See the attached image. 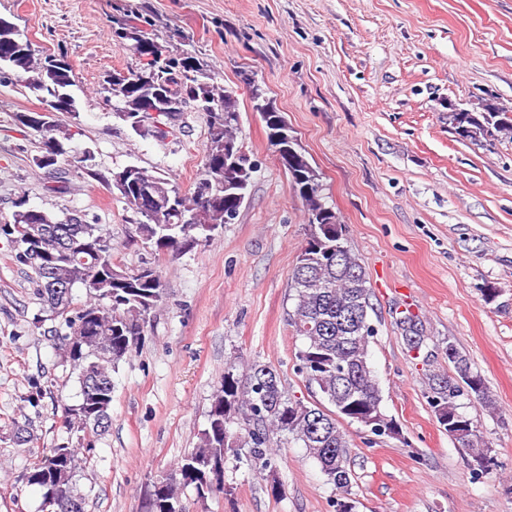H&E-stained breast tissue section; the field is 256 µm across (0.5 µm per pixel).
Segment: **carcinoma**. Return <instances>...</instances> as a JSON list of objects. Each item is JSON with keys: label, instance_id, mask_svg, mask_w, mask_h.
I'll list each match as a JSON object with an SVG mask.
<instances>
[{"label": "carcinoma", "instance_id": "cac0c4a2", "mask_svg": "<svg viewBox=\"0 0 512 512\" xmlns=\"http://www.w3.org/2000/svg\"><path fill=\"white\" fill-rule=\"evenodd\" d=\"M114 24L117 36L133 41L134 49L137 35L146 32L151 21L140 14H127L115 19ZM28 43L16 30L0 29V82L18 73L26 76L30 87L42 91L49 107L61 96L70 97L67 88L75 79L66 56L32 57L24 52ZM161 53L158 80L179 96L192 98L202 78L208 77L203 64L187 53L168 54L164 49ZM211 92L224 100V106L216 112L203 109L208 139L199 182L216 176L219 169L224 171V180H229V171L224 169V121L239 112L238 99L224 96L219 87ZM506 114V109L491 103L486 112H450L448 122L466 139L512 140V119ZM42 138L56 141L60 162L68 161L78 150L74 146L75 132L68 127L56 125L42 132ZM288 173L307 214L306 244L291 273L295 304L288 317L293 332L303 340L296 352L297 371L319 388L323 402L310 406L292 399L270 364L241 357L225 363L224 377L212 395L207 426L197 447L178 463L174 481L160 478L154 482L149 512H183L179 491L190 485L200 496L224 492V459L231 448L244 452L250 462L266 469L281 448L292 441L306 448L337 492L336 512H355L345 510L342 503L350 496L352 475L350 439L343 422L373 417L382 402V391L368 359L369 343L376 334L370 316L371 289L352 249L336 250L337 243L347 244V239L337 238L343 233V225H334L336 212L328 205L320 173L305 153H300ZM155 180L160 184L157 199L142 201L134 189L123 197L135 213L141 215L145 208L155 213L154 219L139 222V231L156 251L189 249L224 225V209L201 206L168 180L159 176ZM169 196L180 198L183 215L165 204ZM15 207L13 220L0 224V234L5 238L13 236L11 229L25 225L45 237V247L53 253L59 248L55 234L71 247L92 239L106 247L107 264L112 263V234L105 225L74 218L72 223L60 226L43 212L37 222L23 196ZM186 215L193 217V223H186ZM15 259L32 269L44 306L51 316L64 322L68 332L61 335L62 341L76 345L70 360L78 370L80 401L63 407V423L72 430L76 416L84 415L88 420L81 430L96 435L104 431L96 424L98 418L106 423L111 420L112 372L141 342L144 328L162 300L161 277L152 269L154 284L135 272L109 281L106 264L65 258L49 270L26 258L24 249L17 250ZM59 284L84 289L85 303L73 310L72 297L55 301V286ZM87 310L101 317L94 323V335L81 336L78 329ZM397 327L409 350L426 345L428 336L419 316L406 311L397 320ZM445 356L448 371L428 377V403L449 436L468 447L474 459L486 458L490 456L489 446L472 420L459 412L458 400L463 396L473 398L490 411L496 410V401L484 378L472 369L469 356L454 342H448ZM92 450L93 440L84 438L75 446L51 448L27 470L25 483L40 488L46 502L62 497L77 505L75 512H85V498L77 490L75 474L82 456Z\"/></svg>", "mask_w": 512, "mask_h": 512}]
</instances>
